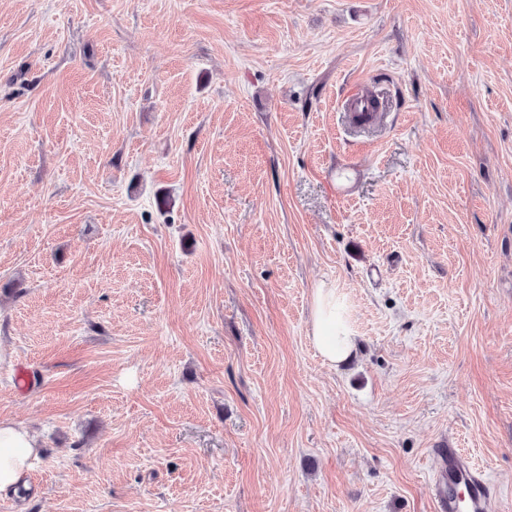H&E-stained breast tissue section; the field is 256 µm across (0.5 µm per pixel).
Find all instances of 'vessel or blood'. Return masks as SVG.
Listing matches in <instances>:
<instances>
[{
	"instance_id": "b4317fda",
	"label": "vessel or blood",
	"mask_w": 512,
	"mask_h": 512,
	"mask_svg": "<svg viewBox=\"0 0 512 512\" xmlns=\"http://www.w3.org/2000/svg\"><path fill=\"white\" fill-rule=\"evenodd\" d=\"M434 477L439 512H493L497 494L487 474L456 448L438 451Z\"/></svg>"
}]
</instances>
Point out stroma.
Returning <instances> with one entry per match:
<instances>
[{"instance_id":"1","label":"stroma","mask_w":512,"mask_h":512,"mask_svg":"<svg viewBox=\"0 0 512 512\" xmlns=\"http://www.w3.org/2000/svg\"><path fill=\"white\" fill-rule=\"evenodd\" d=\"M0 419V512H439L448 447L512 512V0H0ZM336 286L321 284L312 296V343L325 363H344L355 348L356 336L346 320ZM37 448V437L27 427L0 419V492H7L22 480Z\"/></svg>"}]
</instances>
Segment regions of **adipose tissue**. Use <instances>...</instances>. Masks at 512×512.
Instances as JSON below:
<instances>
[{
  "label": "adipose tissue",
  "instance_id": "obj_1",
  "mask_svg": "<svg viewBox=\"0 0 512 512\" xmlns=\"http://www.w3.org/2000/svg\"><path fill=\"white\" fill-rule=\"evenodd\" d=\"M312 343L325 363H344L352 354L356 336L335 286L321 284L312 296ZM39 446L36 436L21 423L0 419V492L18 484Z\"/></svg>",
  "mask_w": 512,
  "mask_h": 512
}]
</instances>
